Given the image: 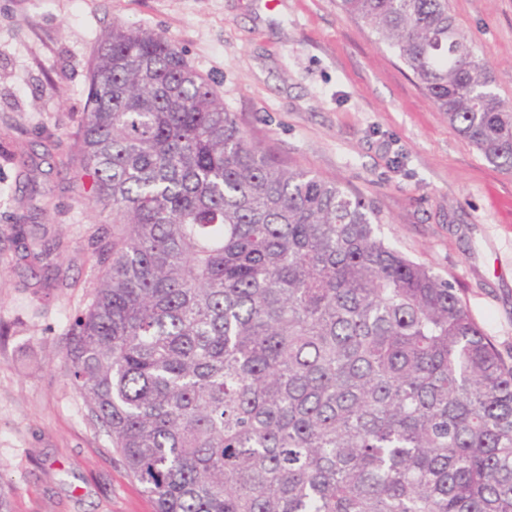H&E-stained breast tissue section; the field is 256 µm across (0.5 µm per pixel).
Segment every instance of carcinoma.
Returning <instances> with one entry per match:
<instances>
[{
  "instance_id": "carcinoma-1",
  "label": "carcinoma",
  "mask_w": 512,
  "mask_h": 512,
  "mask_svg": "<svg viewBox=\"0 0 512 512\" xmlns=\"http://www.w3.org/2000/svg\"><path fill=\"white\" fill-rule=\"evenodd\" d=\"M339 6L512 172V105L448 0ZM78 148L112 240L70 381L156 512H512V365L375 208L146 30L101 41Z\"/></svg>"
}]
</instances>
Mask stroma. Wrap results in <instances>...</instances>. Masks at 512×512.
Masks as SVG:
<instances>
[{"label":"stroma","mask_w":512,"mask_h":512,"mask_svg":"<svg viewBox=\"0 0 512 512\" xmlns=\"http://www.w3.org/2000/svg\"><path fill=\"white\" fill-rule=\"evenodd\" d=\"M512 102V0H448ZM171 40L255 139L379 211L385 236L461 288L512 364V174L489 165L337 0H0V487L11 512H155L65 358L111 211L77 148L114 25ZM58 241L34 261L18 225Z\"/></svg>","instance_id":"stroma-1"}]
</instances>
